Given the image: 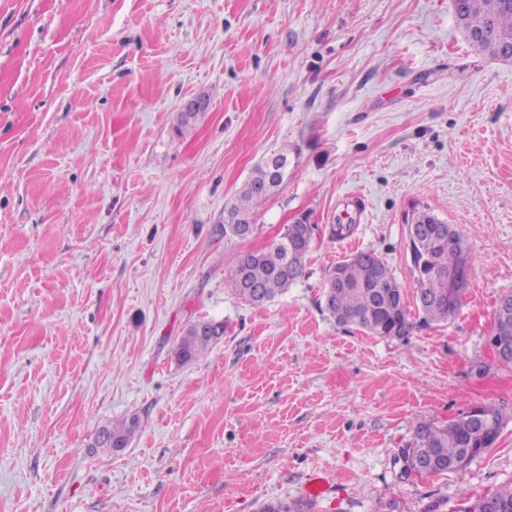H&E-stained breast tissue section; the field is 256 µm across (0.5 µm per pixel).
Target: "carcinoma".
<instances>
[{"label":"carcinoma","instance_id":"obj_1","mask_svg":"<svg viewBox=\"0 0 512 512\" xmlns=\"http://www.w3.org/2000/svg\"><path fill=\"white\" fill-rule=\"evenodd\" d=\"M464 34L489 31L490 37L472 42L485 54L503 61L512 60V0H468L465 12L457 15ZM269 164L257 166L225 208L224 234L243 239L254 229V214L266 201L273 186ZM411 239V273L416 284L415 298L426 323H444L457 314L468 278L459 277L469 263L463 239L455 231L438 238L428 231L438 218L428 212L416 217ZM312 243L308 224L288 225L290 247L273 242L267 249L238 256L231 280L235 295L249 304H263L288 291L305 275V261ZM455 287L456 301L448 302V289ZM331 302L326 310L340 324H351L373 336H404L410 328L409 314L398 282L383 259L374 251H361L339 262L328 271L327 291ZM224 335V324L197 320L180 338L175 357L182 363L198 359L208 347ZM479 415L500 431L508 416L495 405H478ZM138 420L131 417L99 430L92 447L111 449L119 442L128 445L136 433ZM493 442L485 441L481 422L469 414L436 426L418 440L411 439L399 452L425 461L421 474L436 475L458 469L467 463L468 451L480 454ZM500 512H512V481L473 499L462 495L466 512H487L488 501ZM303 501H278L264 505L260 512H310Z\"/></svg>","mask_w":512,"mask_h":512}]
</instances>
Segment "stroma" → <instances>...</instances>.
<instances>
[{
    "label": "stroma",
    "instance_id": "obj_1",
    "mask_svg": "<svg viewBox=\"0 0 512 512\" xmlns=\"http://www.w3.org/2000/svg\"><path fill=\"white\" fill-rule=\"evenodd\" d=\"M283 148L254 233L226 235ZM420 210L468 250L456 316L338 325L326 272L354 253L413 295ZM299 223L304 277L240 300L238 255ZM510 291L512 61L465 39L452 0H0V512H455L512 481V420L453 472L408 480L394 454L421 423L512 412L490 344ZM203 318L223 336L178 362ZM133 416L122 453L94 447ZM271 170L268 163L257 166L244 182L229 205L225 208L224 232L244 239L254 229V214L258 206L266 201L272 189Z\"/></svg>",
    "mask_w": 512,
    "mask_h": 512
}]
</instances>
